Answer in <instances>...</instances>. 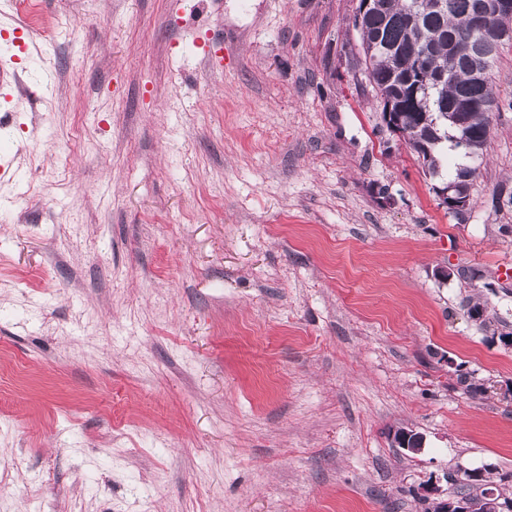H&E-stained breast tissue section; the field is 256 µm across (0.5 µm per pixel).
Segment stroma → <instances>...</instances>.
Here are the masks:
<instances>
[{
    "label": "stroma",
    "mask_w": 512,
    "mask_h": 512,
    "mask_svg": "<svg viewBox=\"0 0 512 512\" xmlns=\"http://www.w3.org/2000/svg\"><path fill=\"white\" fill-rule=\"evenodd\" d=\"M358 6L0 0L42 87L0 98V512H423L512 472V44L458 218ZM462 470L473 472V475L477 472V475L473 479L469 478L468 480L464 474L462 476L463 480L466 481L464 483L458 477L460 469L456 470L454 473H449V495H464L472 504V507L474 508L473 512H487L485 510L486 507L487 510L491 512H512V500L508 499L507 501H503L502 498L497 497V494L498 496L502 495L498 488V483L502 484L508 482L512 478V474H499L498 481H495L487 470L482 471L481 469H473L475 472L466 468H463ZM486 493L487 498L490 500L488 502V506ZM419 494L421 497L427 499L431 504L430 505L423 498H420L422 503L427 504L424 512H431V506L433 510L432 512H472L470 504L465 498H443L444 492L439 485V481L436 479L420 484Z\"/></svg>",
    "instance_id": "1"
}]
</instances>
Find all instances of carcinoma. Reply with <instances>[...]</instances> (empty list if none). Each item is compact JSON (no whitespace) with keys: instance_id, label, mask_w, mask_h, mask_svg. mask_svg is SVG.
Wrapping results in <instances>:
<instances>
[{"instance_id":"obj_1","label":"carcinoma","mask_w":512,"mask_h":512,"mask_svg":"<svg viewBox=\"0 0 512 512\" xmlns=\"http://www.w3.org/2000/svg\"><path fill=\"white\" fill-rule=\"evenodd\" d=\"M446 11L434 9L433 0H374L362 16H354L360 32L359 55L370 61L367 75L376 100L400 108L401 130L425 171L440 178V186L463 193L475 185L477 167L467 161L448 167V152L460 153L462 143L486 149L490 113L480 104L498 103L492 78L477 79L462 61L448 51V43L463 47L474 39L470 16L476 0H449ZM486 33L507 35L512 41V14L490 17ZM512 479L509 473L493 480L477 470L465 482L448 474L450 495H463L474 512H486L489 491Z\"/></svg>"}]
</instances>
